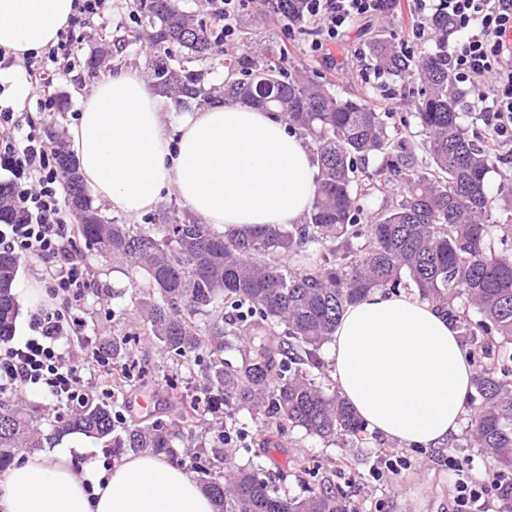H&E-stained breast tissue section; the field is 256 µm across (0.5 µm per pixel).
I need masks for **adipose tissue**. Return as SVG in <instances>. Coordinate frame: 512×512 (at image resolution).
<instances>
[{
    "mask_svg": "<svg viewBox=\"0 0 512 512\" xmlns=\"http://www.w3.org/2000/svg\"><path fill=\"white\" fill-rule=\"evenodd\" d=\"M76 0H0V46L17 56L56 42ZM87 183L130 217L165 191L218 231L299 223L317 194L310 151L283 117L225 101L169 131L143 77L91 85L69 144ZM336 383L372 431L428 448L457 432L474 368L447 315L406 290L349 305L328 344ZM0 512H216L194 476L150 452L99 469L91 449L33 451L0 475Z\"/></svg>",
    "mask_w": 512,
    "mask_h": 512,
    "instance_id": "1",
    "label": "adipose tissue"
}]
</instances>
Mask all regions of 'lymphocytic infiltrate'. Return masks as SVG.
Wrapping results in <instances>:
<instances>
[{
  "label": "lymphocytic infiltrate",
  "mask_w": 512,
  "mask_h": 512,
  "mask_svg": "<svg viewBox=\"0 0 512 512\" xmlns=\"http://www.w3.org/2000/svg\"><path fill=\"white\" fill-rule=\"evenodd\" d=\"M106 0H77L66 30L58 35L44 56L25 58L34 92L44 109H51L55 74L51 63L74 56L75 29L87 27L105 8ZM394 0H308L313 22L308 50L318 53L336 44L355 21L392 11ZM445 11L453 27L466 36L449 56L457 81L485 80L477 96L484 105V122L496 142H512V0H410V12L425 18ZM0 159L19 176L13 194L18 221L0 225V248L21 259H38L49 269L47 293L55 302L52 311L33 321V336L21 345L0 347V390L24 393L43 390L55 405L78 399L88 384L82 367L64 347L77 331L69 313L90 288L88 272L76 250L64 218L66 206L55 187V154L37 129L20 134L12 106L0 105ZM457 471L453 485L455 512H494L496 502L512 500V479L502 475L476 480L462 472L463 464L449 459Z\"/></svg>",
  "instance_id": "lymphocytic-infiltrate-1"
}]
</instances>
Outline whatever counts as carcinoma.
I'll use <instances>...</instances> for the list:
<instances>
[{
    "mask_svg": "<svg viewBox=\"0 0 512 512\" xmlns=\"http://www.w3.org/2000/svg\"><path fill=\"white\" fill-rule=\"evenodd\" d=\"M212 0H133L134 26L121 42L100 38L85 57L98 74L112 49L147 41V82L174 110L236 100L278 112L308 140L318 168L317 196L304 222L244 225L219 233L188 209L170 208L145 224L109 219L94 203L67 142L56 136V169L73 235L89 251L120 265L142 306L143 336L199 367L200 395L177 420L119 426L112 405L92 397L42 428L44 407L0 398V473L19 450L50 446L71 433L112 445V453L168 455L186 425L232 402L265 408L272 432L299 428L323 440H366L365 424L336 390L320 351L344 308L376 288L413 286L454 324L475 369L470 446L512 472V175L498 172L497 150L470 134L475 113L448 67V14L422 21L434 34L419 56L380 35L366 54L379 77L417 86L412 111L390 123L368 100L340 94L302 72L271 65L255 50L224 49V27L209 16ZM256 11L287 21L306 18V0H255ZM222 57L216 85L194 63ZM389 201L373 212L368 200ZM14 221L13 191L0 184V223ZM20 258L0 251V342L14 335V292ZM228 336L248 337L242 364L224 363ZM129 340L89 342L93 358L112 361L118 380H133ZM192 469L219 512H349L331 485L302 497L282 495L251 465L224 478L211 461L191 454Z\"/></svg>",
    "mask_w": 512,
    "mask_h": 512,
    "instance_id": "carcinoma-1",
    "label": "carcinoma"
}]
</instances>
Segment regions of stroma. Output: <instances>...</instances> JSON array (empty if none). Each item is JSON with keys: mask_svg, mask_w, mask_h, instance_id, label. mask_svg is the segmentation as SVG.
<instances>
[{"mask_svg": "<svg viewBox=\"0 0 512 512\" xmlns=\"http://www.w3.org/2000/svg\"><path fill=\"white\" fill-rule=\"evenodd\" d=\"M131 24L128 0H109L104 13L78 32L77 58L58 63L56 93L69 98L63 110H41L29 94L17 97V86L29 83L20 59L10 68L0 69V103L13 106L20 120H33L40 131L55 126L71 133L79 119L82 97L93 83L83 68V57L98 36L119 35ZM235 26L239 52L264 49L270 53L272 62L280 61L287 69L305 71L333 90L361 95L381 111L400 116L405 114L406 107L395 94L397 85L377 78L370 70L364 56L366 45L379 33L393 35L399 45L416 54L434 45L431 34L413 35L412 20L405 9L356 21L326 55L309 54L307 33L277 17L256 23L251 10L246 9L238 14ZM83 258L96 280L92 293L77 304L84 335L95 338L134 333L137 314L127 277L98 256L87 252ZM130 359L141 374L135 382L115 391L118 408L126 412L128 423L144 425L158 418H177L181 401L197 393L201 382L197 367L173 359L158 346L142 340L131 344ZM228 412V426L241 435L232 445L236 465L261 460L281 492L291 497L306 495L319 484L331 482L352 512H451L456 473L448 468L449 457L460 459L476 473L497 468L481 449L467 447L458 433L439 446L424 449L394 446L389 439L373 432L361 443L340 439L327 442L294 429L257 456L253 450L267 430L266 415L237 405L229 407ZM389 446L406 456L409 464L398 472L385 473L383 480H375L380 452Z\"/></svg>", "mask_w": 512, "mask_h": 512, "instance_id": "obj_1", "label": "stroma"}]
</instances>
